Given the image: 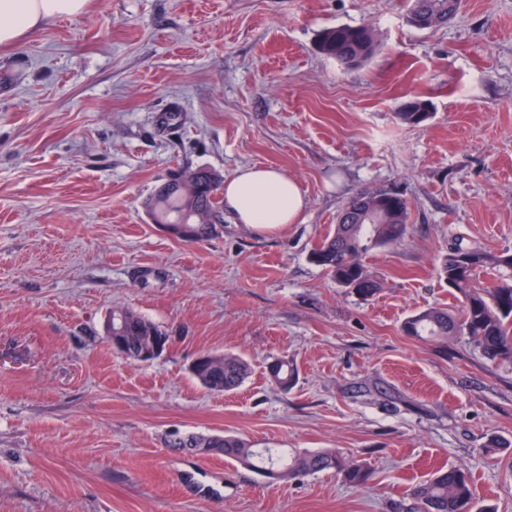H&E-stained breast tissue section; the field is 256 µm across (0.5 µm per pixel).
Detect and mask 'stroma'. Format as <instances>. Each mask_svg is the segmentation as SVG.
Returning a JSON list of instances; mask_svg holds the SVG:
<instances>
[{"instance_id": "1", "label": "stroma", "mask_w": 512, "mask_h": 512, "mask_svg": "<svg viewBox=\"0 0 512 512\" xmlns=\"http://www.w3.org/2000/svg\"><path fill=\"white\" fill-rule=\"evenodd\" d=\"M405 0H89L0 47V512H403L439 468L477 506L512 512V364L466 338L407 336L421 310L457 311L440 275L462 243L512 251V0H462L418 29ZM366 26L349 69L320 32ZM429 118L402 123L410 98ZM282 171L299 223L225 213L210 239L152 223L168 173ZM391 188L409 234L370 252L374 297L310 254L344 202ZM172 336L148 363L115 353L113 307ZM244 358L230 393L192 376L205 352ZM296 370L288 390L268 362ZM190 434L256 448H337L369 488L329 470L273 482L174 449Z\"/></svg>"}]
</instances>
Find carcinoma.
<instances>
[{
  "label": "carcinoma",
  "instance_id": "carcinoma-1",
  "mask_svg": "<svg viewBox=\"0 0 512 512\" xmlns=\"http://www.w3.org/2000/svg\"><path fill=\"white\" fill-rule=\"evenodd\" d=\"M461 0H410V11L427 15L433 26L448 23L458 12ZM372 31L365 26L336 25L319 35L318 50L347 67L368 62L377 52ZM425 103L410 99L397 117L407 124H420L429 118ZM221 180L208 167L181 172L168 179L150 197L146 208L156 224H192L195 239L212 236L223 226L224 217L217 190ZM410 203L403 195L386 189L360 191L350 197L339 214L333 234L314 248L310 258L340 287L362 297L377 294L383 283L364 263L371 249L402 242L408 232ZM493 275L490 282L479 281L480 273ZM441 276L459 302L458 314L429 308L403 324L409 336L448 343L450 336H465L491 361L512 363V252L480 247L448 250L441 263ZM112 328L125 336L128 359L137 360L138 350L151 337L165 330L132 309L112 311ZM218 365L205 363L192 375L212 393L230 392L240 387L249 374L245 359L231 353L208 352ZM270 380L287 389L294 369L285 359L276 358L267 366ZM180 448H213L259 475L273 480H291L326 470L343 475L352 486L364 487L370 480L368 464L347 458L338 449L289 453L280 448H254L234 436H190ZM410 507L406 512H473L474 494L465 476L454 469H438L422 483L409 489Z\"/></svg>",
  "mask_w": 512,
  "mask_h": 512
}]
</instances>
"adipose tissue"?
Masks as SVG:
<instances>
[{
	"mask_svg": "<svg viewBox=\"0 0 512 512\" xmlns=\"http://www.w3.org/2000/svg\"><path fill=\"white\" fill-rule=\"evenodd\" d=\"M89 0H0V45H16L48 23L83 13ZM240 223L258 229L295 224L306 199L298 184L265 167L239 169L221 187Z\"/></svg>",
	"mask_w": 512,
	"mask_h": 512,
	"instance_id": "ef3b65f1",
	"label": "adipose tissue"
}]
</instances>
